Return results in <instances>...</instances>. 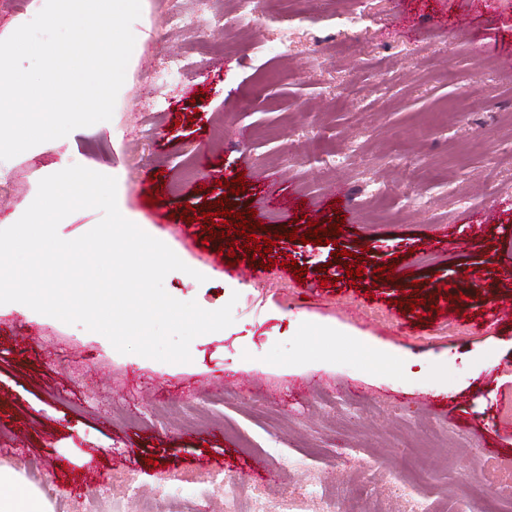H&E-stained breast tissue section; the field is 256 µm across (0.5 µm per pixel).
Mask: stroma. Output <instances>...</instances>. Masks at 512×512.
<instances>
[{"mask_svg":"<svg viewBox=\"0 0 512 512\" xmlns=\"http://www.w3.org/2000/svg\"><path fill=\"white\" fill-rule=\"evenodd\" d=\"M259 2L241 39L228 0H147L111 120L0 162V229L61 157L120 171L126 209L188 266L165 291L234 318L166 363L1 305L0 467L53 512H225L218 472L245 510L315 487L298 512H412L402 481L418 469L432 512H512L488 473L512 458V320L487 315L512 299V0H329L302 27L296 0ZM174 9L203 31L170 29ZM352 12L362 22L337 27ZM175 51L194 65L161 100L150 76ZM240 174L245 192H224ZM218 200L278 235L258 279L225 275L253 252L222 254L223 228L205 231ZM163 476L184 479L180 497L153 498ZM114 478L136 496L101 494Z\"/></svg>","mask_w":512,"mask_h":512,"instance_id":"35a3bbf8","label":"stroma"}]
</instances>
